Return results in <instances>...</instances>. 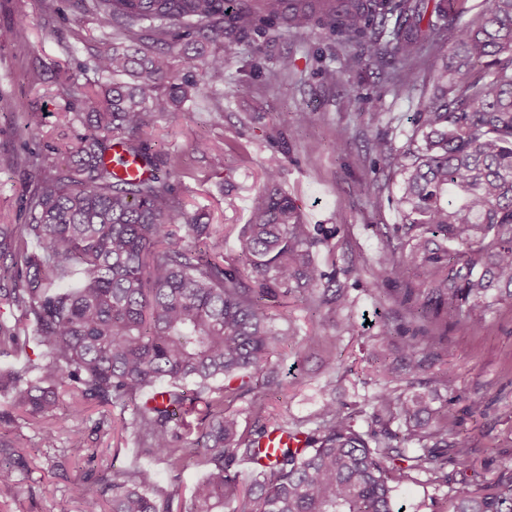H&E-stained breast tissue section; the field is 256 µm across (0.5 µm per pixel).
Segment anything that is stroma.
<instances>
[{
    "label": "stroma",
    "mask_w": 512,
    "mask_h": 512,
    "mask_svg": "<svg viewBox=\"0 0 512 512\" xmlns=\"http://www.w3.org/2000/svg\"><path fill=\"white\" fill-rule=\"evenodd\" d=\"M17 26L25 30L22 40L0 42V224L29 220L28 201L37 182L24 165L28 149L48 141L72 144L84 132L82 125L57 123L58 113L74 103L61 88L57 69L68 70L81 84L97 80L92 54L107 39L88 0H0V29ZM257 42L264 46L259 54L253 51ZM233 46L223 84L202 87L193 103L157 120L153 147L179 157L186 175L173 188L186 211L222 225L225 263L238 261V235L263 185V168L274 157L282 161L280 186L304 222L336 227L335 237L315 248L314 258L346 288L352 300L346 311L350 328L336 324L328 306L293 296L280 299L275 310L287 320L290 336L272 359L278 379L230 405L245 431L256 427L250 407L257 396L277 418L312 425L325 404L352 411L376 390L372 366L379 348L378 309L392 311L397 325L410 333L419 329L417 321L394 306L388 285L376 291L366 286L370 269L383 254L386 226L400 221L391 205L375 202L379 191L394 194L398 188L374 176L370 146L379 138L405 145L417 101L431 92L430 72L421 68L411 97L386 95L376 115L371 107L353 102L348 87L325 80L330 40L320 29L303 35L278 25L256 39L234 40ZM284 57L293 63L291 76L272 84L269 73ZM285 114L294 119L292 129L279 124ZM29 122L35 135L20 138L19 127ZM200 141L209 144V151L195 150ZM359 182L367 183L368 191H354ZM444 334L451 354L419 374L405 366L398 373L414 380L417 389L437 391L458 431L470 438L472 464L462 472L449 467L444 486L401 482L397 502L404 512H437L456 492L479 489L496 479L503 466L512 467V375L507 372L512 365V305H497L479 332L452 325ZM312 336L337 338L342 356L336 366L327 365L321 346H309ZM448 373L456 379L452 392L442 383ZM475 403L485 408L481 416L470 414ZM55 415L60 432L50 448L43 444L37 419L0 421V439L22 458L19 485L0 492V502H8L10 512H79L72 495L76 477L94 480L105 472L140 467L155 471L157 500L173 493L184 503L206 473L193 463L175 472L160 457L145 453L138 439L123 430L119 409L93 402L78 421L64 396ZM75 425L83 430L80 449L69 439Z\"/></svg>",
    "instance_id": "obj_1"
}]
</instances>
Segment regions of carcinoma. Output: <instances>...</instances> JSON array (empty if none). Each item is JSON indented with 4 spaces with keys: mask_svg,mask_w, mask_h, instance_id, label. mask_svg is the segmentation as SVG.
<instances>
[{
    "mask_svg": "<svg viewBox=\"0 0 512 512\" xmlns=\"http://www.w3.org/2000/svg\"><path fill=\"white\" fill-rule=\"evenodd\" d=\"M464 0H93L99 27L123 41L96 50L100 89L68 79L78 110L59 113V124L81 123L86 132L65 150L57 173L40 151L26 165L37 181L26 224H0V356L24 357L0 370V396L39 419L42 440L54 446L52 421L59 397L74 416L86 404H133L124 428L150 452L178 468L189 457L208 467L180 512H395L394 484L412 475L448 482V464L471 457L468 437L430 391L384 383L353 415L326 404L316 427H289L255 402L260 422L240 432L231 402L252 391L251 382H274L271 361L288 341L265 301L299 293L311 303L349 306L342 288L315 262L313 249L329 245L337 229L303 221L279 188L282 162L271 159L249 222L238 238L240 268L217 261L218 231L191 216L159 178H122L104 162L112 143L148 166L182 176L178 158L152 151L147 129L176 114L198 92L174 70L173 28L196 44L229 31L245 36L279 24L305 34L318 27L335 41L337 66L324 70L335 84H350L362 70L380 87L371 101L410 93L422 64L435 60L448 40V23L465 13ZM148 24L154 51L135 32ZM455 64L434 71V93L413 113L406 146L387 139L372 145L378 165L398 185L389 204L401 214L386 236L369 286L400 284L395 302L426 324L406 338L383 320L381 340H402L401 358L421 370L448 353L433 323L478 331L493 305L512 303V0L487 5L454 29ZM224 52L202 62L206 83H224ZM182 223L193 242L184 243ZM36 247H31V244ZM414 271L421 287L405 273ZM41 349V359L28 354ZM164 382L162 402L151 405ZM398 423V430L391 429ZM303 433L304 448H276L250 483L235 465L259 459L270 433ZM196 435L191 440L189 436ZM11 455L0 456V488L18 484ZM102 493L74 484L81 512H172V501L152 496L156 474L139 468L97 479ZM111 493L105 497V493ZM451 512H512V469L495 485L458 496Z\"/></svg>",
    "mask_w": 512,
    "mask_h": 512,
    "instance_id": "obj_1",
    "label": "carcinoma"
}]
</instances>
